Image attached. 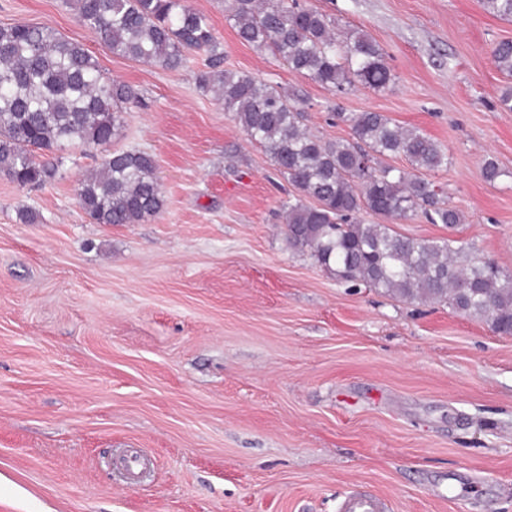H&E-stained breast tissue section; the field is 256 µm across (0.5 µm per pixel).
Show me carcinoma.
<instances>
[{"label":"carcinoma","instance_id":"carcinoma-1","mask_svg":"<svg viewBox=\"0 0 512 512\" xmlns=\"http://www.w3.org/2000/svg\"><path fill=\"white\" fill-rule=\"evenodd\" d=\"M485 12L512 19V0H481ZM77 20L97 31L112 53L168 69L193 52L208 55L198 86L224 99L249 141L268 151L296 193L283 203L288 242L310 249L329 274L410 300L445 303L455 312L512 335V275L453 238L417 240L389 224H363L362 212L390 220L421 212L454 227L460 212L445 205L427 172L448 164L445 148L416 127L381 112H338L353 140H331L302 128L288 93L246 74L222 69L224 47L209 19L187 0H66ZM239 39L269 52L289 69L331 92L359 83L388 88L392 71L380 45L358 32L336 33V19L298 0H230ZM497 67L512 74V40L492 48ZM138 98L106 77L80 43L49 27L0 28V175L21 186L54 179L56 151L88 150L119 136L123 105ZM402 157L398 168L385 157ZM79 200L97 224H136L163 207L154 158L115 150L80 180Z\"/></svg>","mask_w":512,"mask_h":512}]
</instances>
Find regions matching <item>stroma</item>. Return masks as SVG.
<instances>
[{"instance_id": "stroma-1", "label": "stroma", "mask_w": 512, "mask_h": 512, "mask_svg": "<svg viewBox=\"0 0 512 512\" xmlns=\"http://www.w3.org/2000/svg\"><path fill=\"white\" fill-rule=\"evenodd\" d=\"M189 3L225 68L299 94L314 134L351 139L338 113L373 111L441 143L426 178L463 222L393 230L460 238L512 273V76L492 57L512 21L480 0H299L373 37L394 74L333 93L242 43L224 0ZM18 23L138 92L111 147L154 156L164 206L94 223L78 181L96 160L70 147L43 186L0 176V512H340L359 492L383 512H512V336L291 247L293 187L199 88L205 56L115 55L63 0H0V27ZM129 448L150 459L135 485L113 464Z\"/></svg>"}]
</instances>
